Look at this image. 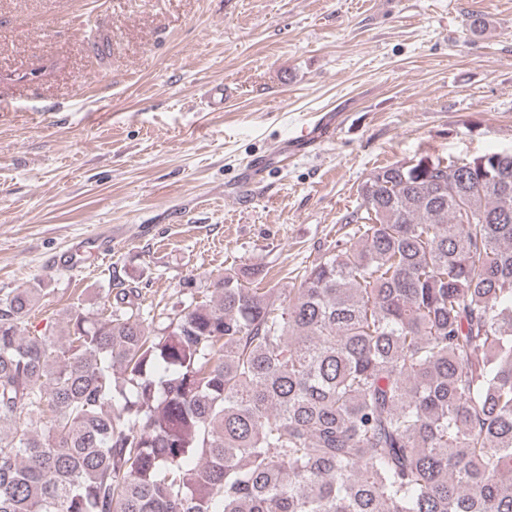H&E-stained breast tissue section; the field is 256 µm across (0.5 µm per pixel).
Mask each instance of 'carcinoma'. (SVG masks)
Returning <instances> with one entry per match:
<instances>
[{"mask_svg":"<svg viewBox=\"0 0 512 512\" xmlns=\"http://www.w3.org/2000/svg\"><path fill=\"white\" fill-rule=\"evenodd\" d=\"M345 223L285 303L0 298V512H512V153L377 168Z\"/></svg>","mask_w":512,"mask_h":512,"instance_id":"1","label":"carcinoma"}]
</instances>
